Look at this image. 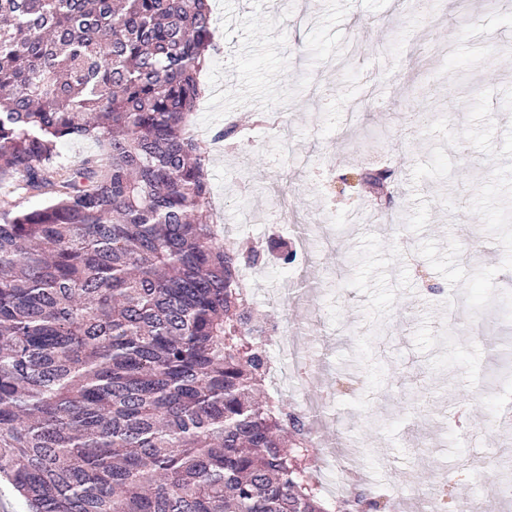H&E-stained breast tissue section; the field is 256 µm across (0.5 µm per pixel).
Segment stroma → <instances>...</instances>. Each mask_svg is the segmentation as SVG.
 Here are the masks:
<instances>
[{
    "label": "stroma",
    "mask_w": 512,
    "mask_h": 512,
    "mask_svg": "<svg viewBox=\"0 0 512 512\" xmlns=\"http://www.w3.org/2000/svg\"><path fill=\"white\" fill-rule=\"evenodd\" d=\"M218 50L193 116L214 210L269 256L259 313L316 339L288 404L316 441L416 512L436 486L512 474V0H211ZM238 124L242 139L211 141ZM383 172V188L359 183ZM352 390L330 399L337 372Z\"/></svg>",
    "instance_id": "35a3bbf8"
}]
</instances>
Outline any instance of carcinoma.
<instances>
[{
	"label": "carcinoma",
	"mask_w": 512,
	"mask_h": 512,
	"mask_svg": "<svg viewBox=\"0 0 512 512\" xmlns=\"http://www.w3.org/2000/svg\"><path fill=\"white\" fill-rule=\"evenodd\" d=\"M207 0H0V475L28 512H386L328 503L266 391L269 322L192 116ZM100 153L69 169L58 144Z\"/></svg>",
	"instance_id": "obj_1"
}]
</instances>
